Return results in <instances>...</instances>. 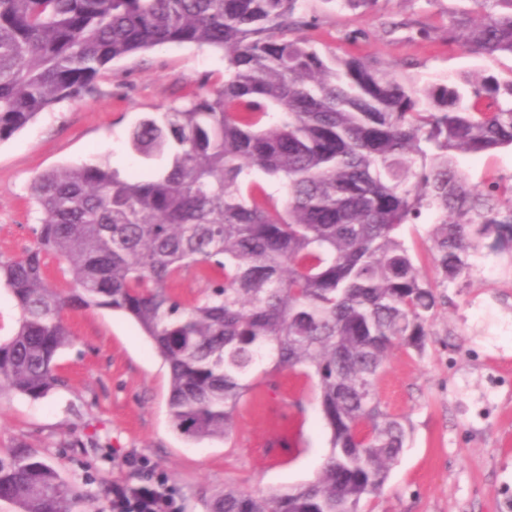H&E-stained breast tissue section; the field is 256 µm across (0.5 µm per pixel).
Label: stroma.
<instances>
[{
    "label": "stroma",
    "mask_w": 512,
    "mask_h": 512,
    "mask_svg": "<svg viewBox=\"0 0 512 512\" xmlns=\"http://www.w3.org/2000/svg\"><path fill=\"white\" fill-rule=\"evenodd\" d=\"M318 46L364 56L400 78L426 83L464 71L512 76V58L449 46L451 15H476L475 0H378L349 11L309 0ZM430 36H423V29ZM224 79V55L203 46L161 47L114 62L96 92L41 113L0 142V256L33 247L40 214L32 180L48 170L100 160L128 173L135 122L180 104L201 76ZM469 183L512 175V151L461 159ZM422 352L403 348L378 383L381 403L405 423L406 444L380 496L361 512H512V250L485 252L466 282L439 285ZM72 337L58 359L65 384L48 396H0V449L23 444L85 485L107 512L113 482L167 479L179 512H205L232 484L265 493L312 481L330 451L311 380L279 374L287 393L261 390L244 405L231 441H188L169 425L168 368L137 324L105 307L70 306ZM147 463L127 467L129 454Z\"/></svg>",
    "instance_id": "35a3bbf8"
}]
</instances>
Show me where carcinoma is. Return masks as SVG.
Segmentation results:
<instances>
[{
  "mask_svg": "<svg viewBox=\"0 0 512 512\" xmlns=\"http://www.w3.org/2000/svg\"><path fill=\"white\" fill-rule=\"evenodd\" d=\"M475 2L479 16L448 22V45L512 56V0ZM317 25L306 0H0L1 142L91 93L114 61L224 52L223 83L202 78L131 128L143 171L90 162L35 177L36 247L0 259L19 312L0 339V395L63 384L69 305L134 319L168 367L169 422L189 441L232 439L244 398L283 371L314 381L331 432L317 478L267 495L226 485L208 512H359L381 495L407 431L377 383L395 349L423 350L438 306L402 227L433 215L443 284L468 279L483 248L512 249V175L471 185L459 168L512 148V78L419 86L319 50L306 36ZM192 271L207 292L187 303L175 289ZM0 501L76 512L84 496L19 446L0 454Z\"/></svg>",
  "mask_w": 512,
  "mask_h": 512,
  "instance_id": "carcinoma-1",
  "label": "carcinoma"
}]
</instances>
